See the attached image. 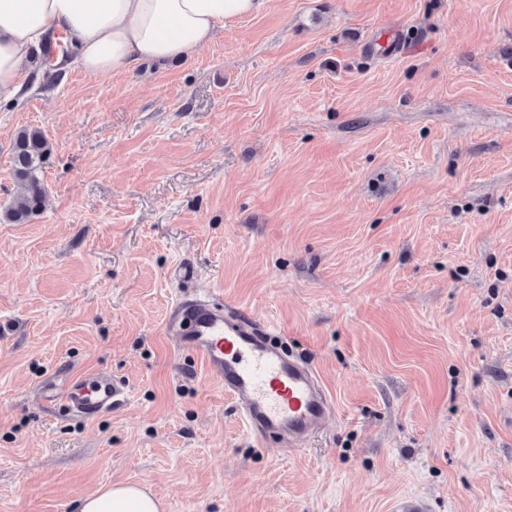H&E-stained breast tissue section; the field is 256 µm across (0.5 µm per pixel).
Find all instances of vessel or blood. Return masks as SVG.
<instances>
[{
  "label": "vessel or blood",
  "instance_id": "vessel-or-blood-1",
  "mask_svg": "<svg viewBox=\"0 0 512 512\" xmlns=\"http://www.w3.org/2000/svg\"><path fill=\"white\" fill-rule=\"evenodd\" d=\"M166 331L219 380L255 436L298 450L334 419L335 403L316 371L237 305L212 295L180 303ZM126 401L123 381L103 371L68 380L62 395L65 410L87 419Z\"/></svg>",
  "mask_w": 512,
  "mask_h": 512
}]
</instances>
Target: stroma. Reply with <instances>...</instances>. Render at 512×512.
<instances>
[{
  "instance_id": "35a3bbf8",
  "label": "stroma",
  "mask_w": 512,
  "mask_h": 512,
  "mask_svg": "<svg viewBox=\"0 0 512 512\" xmlns=\"http://www.w3.org/2000/svg\"><path fill=\"white\" fill-rule=\"evenodd\" d=\"M26 126L51 153L42 210L0 223V512L124 483L164 512H512V0H265L184 63L39 64L0 109V209ZM207 290L314 367L336 418L306 447L167 334ZM93 370L123 407L44 400Z\"/></svg>"
}]
</instances>
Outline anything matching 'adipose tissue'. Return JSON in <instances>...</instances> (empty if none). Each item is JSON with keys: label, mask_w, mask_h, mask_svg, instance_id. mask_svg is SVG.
I'll return each mask as SVG.
<instances>
[{"label": "adipose tissue", "mask_w": 512, "mask_h": 512, "mask_svg": "<svg viewBox=\"0 0 512 512\" xmlns=\"http://www.w3.org/2000/svg\"><path fill=\"white\" fill-rule=\"evenodd\" d=\"M264 0H0V107L14 104L33 53L55 33L76 46L85 74L124 73L145 62L193 58L225 24L260 12ZM79 512H160L135 483L103 487L81 498Z\"/></svg>", "instance_id": "1"}]
</instances>
